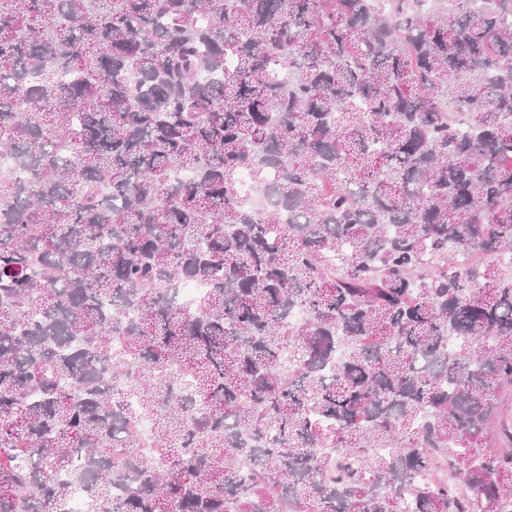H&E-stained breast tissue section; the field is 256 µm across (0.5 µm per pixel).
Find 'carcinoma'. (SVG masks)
Wrapping results in <instances>:
<instances>
[{
  "label": "carcinoma",
  "mask_w": 512,
  "mask_h": 512,
  "mask_svg": "<svg viewBox=\"0 0 512 512\" xmlns=\"http://www.w3.org/2000/svg\"><path fill=\"white\" fill-rule=\"evenodd\" d=\"M0 154V512H512V0H0Z\"/></svg>",
  "instance_id": "cac0c4a2"
}]
</instances>
